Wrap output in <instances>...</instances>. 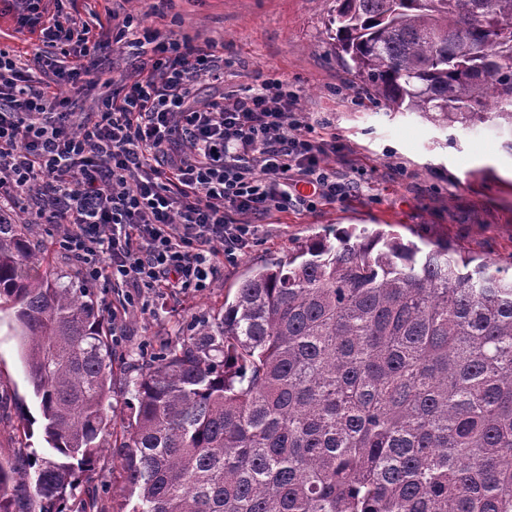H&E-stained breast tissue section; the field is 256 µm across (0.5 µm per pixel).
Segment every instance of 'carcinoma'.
I'll return each instance as SVG.
<instances>
[{
  "label": "carcinoma",
  "instance_id": "1",
  "mask_svg": "<svg viewBox=\"0 0 512 512\" xmlns=\"http://www.w3.org/2000/svg\"><path fill=\"white\" fill-rule=\"evenodd\" d=\"M336 49L391 112L512 126V0H336ZM0 216V315L23 336L41 451L0 512H71L120 429L115 512H512V278L440 242L342 230L251 272L113 413L95 296Z\"/></svg>",
  "mask_w": 512,
  "mask_h": 512
}]
</instances>
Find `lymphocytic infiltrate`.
I'll list each match as a JSON object with an SVG mask.
<instances>
[{
  "mask_svg": "<svg viewBox=\"0 0 512 512\" xmlns=\"http://www.w3.org/2000/svg\"><path fill=\"white\" fill-rule=\"evenodd\" d=\"M20 0L19 21L50 46L81 47L58 72L86 74L88 27ZM116 50L141 57L135 75L103 80L97 111L68 112L48 81L0 49V214L27 199L32 221L63 229L61 246L84 280L103 288L203 289L220 260L253 242L257 219L344 201L352 182L324 160L335 136L317 134L299 86L268 77L207 101L224 83V58L128 15Z\"/></svg>",
  "mask_w": 512,
  "mask_h": 512,
  "instance_id": "1",
  "label": "lymphocytic infiltrate"
}]
</instances>
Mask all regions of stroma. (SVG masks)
<instances>
[{
    "mask_svg": "<svg viewBox=\"0 0 512 512\" xmlns=\"http://www.w3.org/2000/svg\"><path fill=\"white\" fill-rule=\"evenodd\" d=\"M333 0H63V13L85 21L94 32L113 19L134 15L145 25L175 32L196 43L210 42L224 56V92L278 77L299 86L308 123L335 133L342 149L326 160L337 177L354 182L351 198L308 210L277 213L259 223L256 240L224 262L210 288L150 296L147 309L122 311L120 292L97 289L112 334V366L123 378L112 403L128 412L131 379L151 363L165 343L180 342L191 325L220 311L254 269L283 256L294 243L333 237L354 226L375 231L394 225L416 242L446 241L499 265L512 264V130L488 122L474 128L439 126L413 112H390L371 103L359 78L338 55L328 32ZM0 47L25 59L46 54L38 34L19 27L17 14L0 11ZM61 230L36 224L33 247L47 271L79 280L75 260L59 244ZM38 415L20 344L8 323H0V462L41 448V432L25 436L23 413ZM95 497L101 512L122 498V480L104 455L84 476L72 512Z\"/></svg>",
    "mask_w": 512,
    "mask_h": 512,
    "instance_id": "35a3bbf8",
    "label": "stroma"
}]
</instances>
